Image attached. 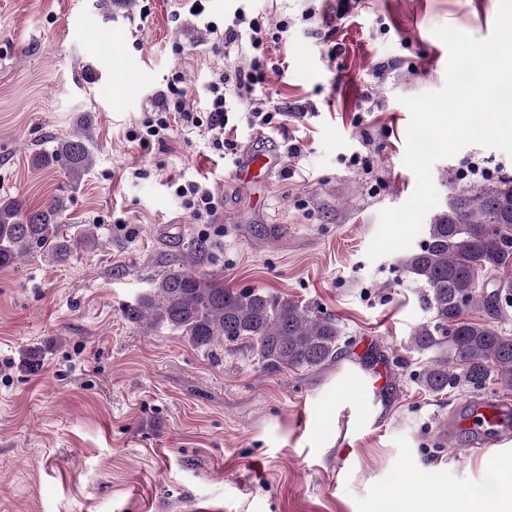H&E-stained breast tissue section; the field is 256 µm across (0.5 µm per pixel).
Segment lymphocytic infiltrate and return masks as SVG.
I'll return each instance as SVG.
<instances>
[{
	"mask_svg": "<svg viewBox=\"0 0 512 512\" xmlns=\"http://www.w3.org/2000/svg\"><path fill=\"white\" fill-rule=\"evenodd\" d=\"M191 2L197 7L196 19L206 32L213 35L215 46L235 49L238 64L233 70L215 72L207 85L208 108L203 114L188 103L183 73L177 71L167 77L153 118L127 133L128 139L141 145L166 141L173 128L178 126L187 131L206 130L213 147L223 149L224 129L229 122L230 103L234 100L247 106L251 124L267 126L274 119L273 112L260 106L258 92L265 84L268 70L265 44L270 39L282 40L288 30L287 22H280L275 32L271 33L259 18L248 16L240 7L234 12L230 23L221 26L201 12L203 0ZM174 192L190 216L201 224L214 223L224 207L223 197L195 182L176 185Z\"/></svg>",
	"mask_w": 512,
	"mask_h": 512,
	"instance_id": "1",
	"label": "lymphocytic infiltrate"
}]
</instances>
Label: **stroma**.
Wrapping results in <instances>:
<instances>
[{"mask_svg": "<svg viewBox=\"0 0 512 512\" xmlns=\"http://www.w3.org/2000/svg\"><path fill=\"white\" fill-rule=\"evenodd\" d=\"M500 0H207L215 20L245 8L288 31L268 49L262 89L277 123L235 113L226 150L202 131L166 142L129 141L152 117L166 76L182 70L189 103L225 67L187 0H0V198L38 206L64 198L67 234L100 227V244L68 263L34 255L0 268V512H383L483 500L487 477L512 494V440L487 452L471 443L469 401L512 407L490 382L432 396L417 376L429 359L411 347L429 320L421 288L394 252L370 260L378 214L405 203L417 180L403 158L404 96L439 90L450 26L478 39ZM315 19H305L306 10ZM87 122L94 157L74 184L32 154ZM299 144L300 155L288 152ZM279 152L280 171L256 191L234 180L247 145ZM367 155L365 172L351 165ZM512 179V157L471 145L437 161L440 205L472 165ZM223 195L199 224L173 182ZM212 245L209 267L232 288H263L335 315V363L264 373L250 348L200 349L121 310L159 265L184 259L190 240ZM382 379L362 395L355 381ZM457 427L442 436L448 419ZM352 454L340 465L343 445Z\"/></svg>", "mask_w": 512, "mask_h": 512, "instance_id": "35a3bbf8", "label": "stroma"}]
</instances>
